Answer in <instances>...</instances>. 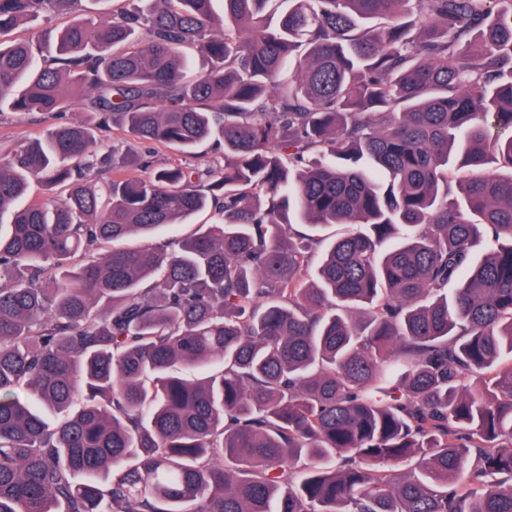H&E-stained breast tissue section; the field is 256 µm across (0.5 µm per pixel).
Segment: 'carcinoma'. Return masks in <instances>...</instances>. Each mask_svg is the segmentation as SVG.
Instances as JSON below:
<instances>
[{
  "label": "carcinoma",
  "mask_w": 512,
  "mask_h": 512,
  "mask_svg": "<svg viewBox=\"0 0 512 512\" xmlns=\"http://www.w3.org/2000/svg\"><path fill=\"white\" fill-rule=\"evenodd\" d=\"M87 2L0 0V113L86 100L0 154V512H512V0ZM102 135L105 148L100 151V154L108 150L112 151V146H115L120 153L129 151L142 158L146 166L140 170L130 169L127 172L129 175H144L145 172H150L155 167L165 165L189 166L203 171L214 164H224V149L212 144L200 146L194 154H182L157 143L132 139L117 128L104 132Z\"/></svg>",
  "instance_id": "obj_1"
}]
</instances>
